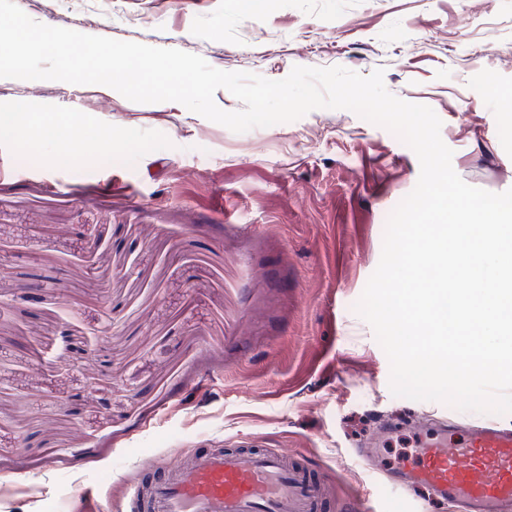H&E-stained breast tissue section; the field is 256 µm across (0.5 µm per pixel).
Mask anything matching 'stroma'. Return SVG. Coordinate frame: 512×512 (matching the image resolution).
<instances>
[{"label": "stroma", "mask_w": 512, "mask_h": 512, "mask_svg": "<svg viewBox=\"0 0 512 512\" xmlns=\"http://www.w3.org/2000/svg\"><path fill=\"white\" fill-rule=\"evenodd\" d=\"M33 20L271 80L383 69L467 184L512 188V0H53ZM26 112L15 113L18 101ZM0 512H126L136 463L295 448L325 512H408L353 465L383 420L484 414L394 396L354 310L420 164L345 109L235 133L176 102L0 78ZM120 148L66 158L103 125Z\"/></svg>", "instance_id": "stroma-1"}]
</instances>
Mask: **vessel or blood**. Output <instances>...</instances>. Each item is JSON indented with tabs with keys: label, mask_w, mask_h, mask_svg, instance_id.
Instances as JSON below:
<instances>
[{
	"label": "vessel or blood",
	"mask_w": 512,
	"mask_h": 512,
	"mask_svg": "<svg viewBox=\"0 0 512 512\" xmlns=\"http://www.w3.org/2000/svg\"><path fill=\"white\" fill-rule=\"evenodd\" d=\"M288 448H195L141 466L129 512H319L322 500ZM382 483L406 491L415 512L447 502L456 512H512V431L472 429L463 442L426 438Z\"/></svg>",
	"instance_id": "1"
}]
</instances>
